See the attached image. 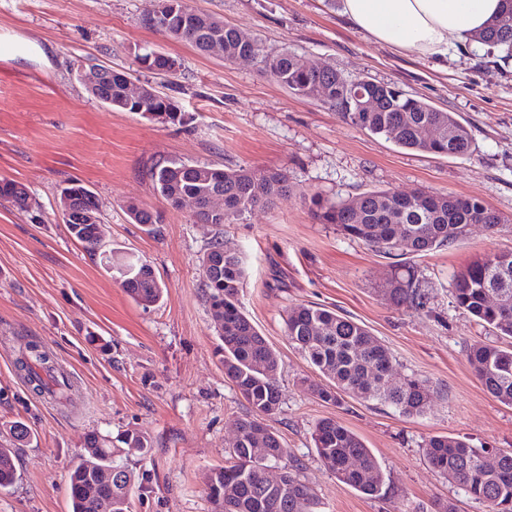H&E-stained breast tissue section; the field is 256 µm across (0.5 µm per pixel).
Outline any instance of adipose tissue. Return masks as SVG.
I'll use <instances>...</instances> for the list:
<instances>
[{
  "instance_id": "obj_1",
  "label": "adipose tissue",
  "mask_w": 512,
  "mask_h": 512,
  "mask_svg": "<svg viewBox=\"0 0 512 512\" xmlns=\"http://www.w3.org/2000/svg\"><path fill=\"white\" fill-rule=\"evenodd\" d=\"M350 23L396 50L439 62L500 15L502 0H340Z\"/></svg>"
}]
</instances>
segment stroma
Returning a JSON list of instances; mask_svg holds the SVG:
<instances>
[{
  "label": "stroma",
  "instance_id": "stroma-1",
  "mask_svg": "<svg viewBox=\"0 0 512 512\" xmlns=\"http://www.w3.org/2000/svg\"><path fill=\"white\" fill-rule=\"evenodd\" d=\"M188 2L255 36L263 53L287 49L349 77L399 85L465 122L475 150L416 152L350 126L258 63L206 57L150 28L153 0H0V178L24 184L34 200L27 211L0 204V444H11L12 423L32 433L16 451L19 480L0 491V512H69L68 472L85 439L110 448L129 431L152 441L147 454L123 459L136 479L132 512L213 510L203 475L229 460L235 424L250 407L224 376L206 302L202 257L214 228L161 201L147 175L158 157L288 175V196L225 225L224 241L245 257L242 307L280 359L282 405L272 426L321 512H436L446 501L457 512H486L427 462L423 445L448 435L512 449V406L484 390L465 357L470 345L499 338L451 295L454 276L472 261L512 250V61L489 62L470 43L449 50L446 71L436 70L359 32L339 0ZM151 49L176 59L174 81L138 68L137 52ZM99 64L159 85L193 122L163 124L100 104L77 78L78 68ZM70 180L99 199L106 247L152 267L165 288L158 305H138L70 237L58 207ZM376 189L472 197L501 218L495 231L476 224L410 259L428 289L424 310L388 299L396 260L319 223L307 201ZM132 201L161 214L160 234L131 222ZM299 304L326 305L366 326L391 351L397 375L429 380L427 413L317 399L306 386L316 374L285 332ZM31 342L71 373L75 403L37 395L20 375L16 358ZM325 417L363 439L390 481L387 495L366 496L324 468L311 433Z\"/></svg>",
  "mask_w": 512,
  "mask_h": 512
}]
</instances>
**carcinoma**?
<instances>
[{
    "mask_svg": "<svg viewBox=\"0 0 512 512\" xmlns=\"http://www.w3.org/2000/svg\"><path fill=\"white\" fill-rule=\"evenodd\" d=\"M152 13L148 25L173 40L191 44L203 56L230 58L257 42L254 36L192 9L187 0H154ZM476 39L497 51L503 61L512 59V0H507L502 14ZM260 63L273 81L292 93L309 98L319 91V101L342 121L399 147L456 156L473 151V137L466 125L451 113L401 91L394 83L370 82L368 91L377 105L364 112L356 109L345 76L333 69L317 74L289 50L262 55ZM129 79L128 72L112 70V82L99 88L92 98L111 109L147 113L162 123L185 125L191 120L185 112L165 111L171 96L158 90L137 102L128 101ZM431 127L438 129L437 136L427 134ZM149 176L158 196L171 206H179L186 197L194 198L196 221L206 216L204 209L213 193L224 194V218H213L215 233L202 258L205 288L211 316L221 325L224 376L250 405L252 414L237 420L231 460L204 475L214 512H318V499L300 478L299 464L288 458L279 435L263 426V421L281 411L279 360L243 311L246 262L240 252L226 247L223 239L224 225L242 220L258 208H270L287 195L288 175L278 170L221 168L163 158L151 165ZM76 188L83 192L84 203L75 208L76 214L67 223L70 236L87 251L101 256L134 301L145 307L159 304L164 288L151 266L119 257L112 249H101L99 225L78 219L79 211H99L95 194L73 181L62 189L58 201ZM0 201L26 209L30 195L24 185L0 179ZM310 205L319 223L334 224L344 236L391 257L423 256L454 243L473 224L489 230L500 224L499 216L477 199L423 190H371L339 202L314 194ZM127 213L133 222L149 225L150 233H160L158 212L130 203ZM387 295L393 303L414 310L423 308L426 300L422 281L413 272L397 280ZM452 297L457 307L497 335L512 337V250L480 257L457 273ZM285 325L290 344L326 380L324 384L308 382L319 400L337 406L347 395L392 406L407 417L421 416L428 410V379L413 374L394 380L392 354L364 325L323 305L311 304L290 309ZM466 360L489 394L504 405H512L511 344H475L467 349ZM17 365L36 392L67 394L70 382L55 373L56 364L39 345L28 344ZM312 439L321 463L337 481L371 497L387 491L381 465L364 441L340 421L332 417L319 420ZM121 443L122 448H106L94 436L86 441L84 452L69 470L71 512H129L135 476L117 458L145 454L150 442L131 432ZM424 450L433 468L485 504L489 512H512L511 450L492 452L448 435L429 437ZM488 456L496 458L489 470L483 467ZM284 458L288 466L280 473L279 482L272 485L266 479L268 463ZM17 479L14 449L0 445V490L11 488Z\"/></svg>",
    "mask_w": 512,
    "mask_h": 512,
    "instance_id": "cac0c4a2",
    "label": "carcinoma"
}]
</instances>
